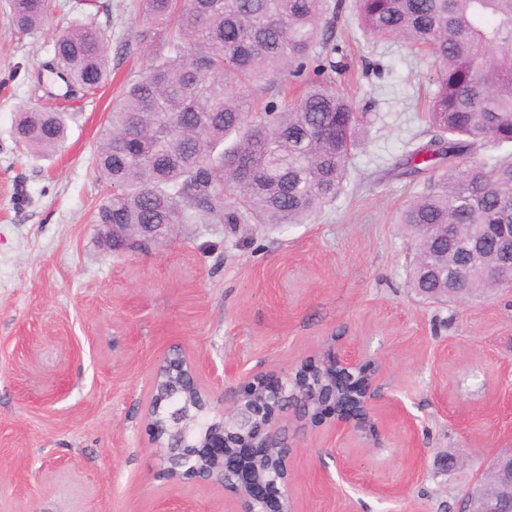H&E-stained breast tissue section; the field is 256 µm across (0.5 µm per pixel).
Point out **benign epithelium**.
<instances>
[{
	"mask_svg": "<svg viewBox=\"0 0 512 512\" xmlns=\"http://www.w3.org/2000/svg\"><path fill=\"white\" fill-rule=\"evenodd\" d=\"M501 252L512 251V225H492ZM329 368L328 380L347 383L363 378L359 398L341 408L330 401L312 409L311 401L298 393L297 378L290 372L274 380L260 376L238 391L230 408L214 415V399L200 382L194 359L183 346H169L150 379L147 407L151 442L158 448L159 469L171 483L201 479L234 495L244 512H295L288 495V439L278 415L288 410L301 417L330 415L334 428L356 433L370 432L375 411L371 404V382L365 369L347 358L334 355L320 359ZM186 385L202 410L212 415L214 425L200 439L180 448L170 440L183 434L186 417L167 402L159 390L161 378ZM492 469L500 480L512 484V453L495 458Z\"/></svg>",
	"mask_w": 512,
	"mask_h": 512,
	"instance_id": "obj_1",
	"label": "benign epithelium"
}]
</instances>
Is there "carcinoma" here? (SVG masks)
Here are the masks:
<instances>
[{"label":"carcinoma","instance_id":"1","mask_svg":"<svg viewBox=\"0 0 512 512\" xmlns=\"http://www.w3.org/2000/svg\"><path fill=\"white\" fill-rule=\"evenodd\" d=\"M147 21L167 31L165 51L130 81L99 134L97 166L112 184L96 224H301L336 199L370 113L321 79L333 39L326 0H145ZM22 32L40 29L48 0H9ZM364 34L402 37L424 54L436 91L434 134L397 167L412 176L440 160L398 220L413 260L409 287L429 300L486 298L502 290L484 268L505 259L487 224H512V152L476 160L479 147L512 145V0H355ZM108 37L96 22L58 35L53 62L69 89L90 92L108 76ZM315 73L302 96L253 111L283 73ZM69 112L23 109L15 134L43 153L62 147ZM454 225L451 239L435 234ZM336 390L317 364L300 380ZM501 493L488 476L476 499Z\"/></svg>","mask_w":512,"mask_h":512}]
</instances>
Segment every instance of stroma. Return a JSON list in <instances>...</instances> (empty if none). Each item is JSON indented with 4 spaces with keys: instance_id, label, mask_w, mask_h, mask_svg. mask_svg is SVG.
I'll return each instance as SVG.
<instances>
[{
    "instance_id": "stroma-1",
    "label": "stroma",
    "mask_w": 512,
    "mask_h": 512,
    "mask_svg": "<svg viewBox=\"0 0 512 512\" xmlns=\"http://www.w3.org/2000/svg\"><path fill=\"white\" fill-rule=\"evenodd\" d=\"M95 14L111 77L70 93L48 65L77 0H51L29 34L0 0V512H242L230 493L157 473L149 379L174 343L219 409L253 376L330 352L371 364L376 433L288 422L297 512H459L512 450V294L433 302L408 286L396 218L423 186L388 170L430 130L425 61L403 39L364 40L343 9L330 77L373 123L336 200L304 224H188L115 252L93 222L112 193L95 145L166 35L142 0H97ZM25 106L73 114L62 150L18 144ZM448 452L466 467L443 469Z\"/></svg>"
}]
</instances>
